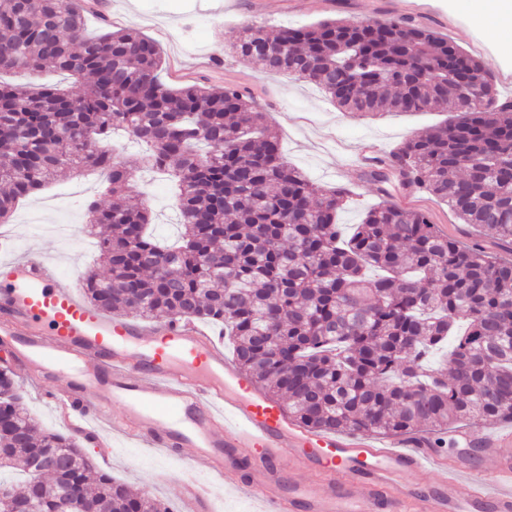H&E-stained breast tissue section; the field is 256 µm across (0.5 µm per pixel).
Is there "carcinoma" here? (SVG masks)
<instances>
[{"instance_id": "1", "label": "carcinoma", "mask_w": 512, "mask_h": 512, "mask_svg": "<svg viewBox=\"0 0 512 512\" xmlns=\"http://www.w3.org/2000/svg\"><path fill=\"white\" fill-rule=\"evenodd\" d=\"M234 51L320 86L347 112L450 113L361 176L381 192L427 191L494 249L390 202L344 233L347 189L321 188L289 166L266 114L240 90L169 89L155 43L135 28L89 35L80 0H0V71L51 69L82 85L75 102L51 85L27 93L0 83V219L59 171L96 168L111 202L87 204L108 271L82 282L94 308L223 327L239 368L321 432L512 423V260L496 252L512 251V100L490 70L412 18H334L275 36L251 22ZM117 128L145 152L118 158L109 145ZM149 166L178 183L176 247L148 232L151 210L130 195ZM39 455L45 470L35 475ZM2 468L27 476L13 485L17 499L46 473L80 492L89 512H169L100 469L75 438L37 432L1 368Z\"/></svg>"}]
</instances>
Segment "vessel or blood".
Masks as SVG:
<instances>
[{
    "instance_id": "b4317fda",
    "label": "vessel or blood",
    "mask_w": 512,
    "mask_h": 512,
    "mask_svg": "<svg viewBox=\"0 0 512 512\" xmlns=\"http://www.w3.org/2000/svg\"><path fill=\"white\" fill-rule=\"evenodd\" d=\"M0 344L29 378L56 383L57 414L76 435L192 449L212 477L244 472L259 512H512V428L470 430L451 458L423 439L314 430L225 360L213 334L102 312L41 257L0 261ZM179 498L183 512H216L212 485L188 480Z\"/></svg>"
}]
</instances>
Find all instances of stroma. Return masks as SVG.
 Wrapping results in <instances>:
<instances>
[{"label":"stroma","instance_id":"obj_1","mask_svg":"<svg viewBox=\"0 0 512 512\" xmlns=\"http://www.w3.org/2000/svg\"><path fill=\"white\" fill-rule=\"evenodd\" d=\"M253 0H111L113 29L135 27L153 39L161 52L163 82L174 89L187 84H235L251 94L256 107L266 112L277 133L284 159L318 186L348 189L349 199L339 215L343 228L359 223L364 212L381 199L425 211L433 224L448 235L475 240L474 230L460 223L447 204L428 193H407L390 187L381 195L363 181L354 160L368 147L389 154L406 139L445 123V112H389L360 116L336 107L316 86L287 75H273L261 63L242 62L232 52L241 27L251 21L268 31L304 26L323 19L352 17L384 20L412 16L438 30L482 60L493 74L501 96L512 98V54L489 39L477 23L476 0H267L255 10ZM98 174H61L36 196L23 199L0 235L13 241L11 257L39 253L64 274L83 278L100 272L98 248L88 243L80 226L85 202L100 195ZM134 190L153 212L156 233L166 244L179 238L175 187L168 176L138 174ZM28 410L38 426L64 431L46 385L20 377ZM100 468L136 491H146L181 512L178 493L185 479L209 481L200 460L166 457L155 448L115 438L110 454L84 441Z\"/></svg>","mask_w":512,"mask_h":512}]
</instances>
